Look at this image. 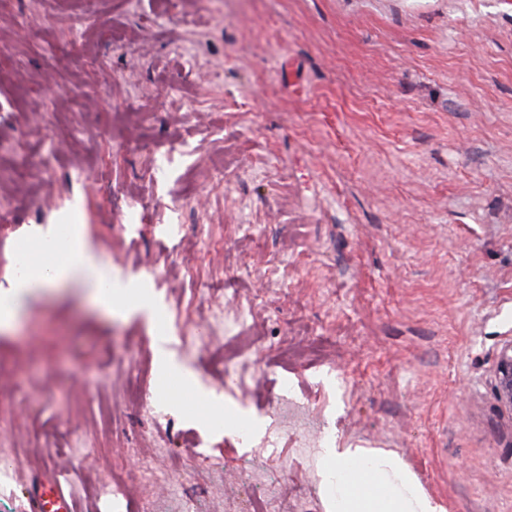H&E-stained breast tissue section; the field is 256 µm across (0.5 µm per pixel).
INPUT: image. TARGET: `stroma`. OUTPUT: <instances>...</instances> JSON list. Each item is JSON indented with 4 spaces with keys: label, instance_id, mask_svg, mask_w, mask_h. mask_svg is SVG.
I'll use <instances>...</instances> for the list:
<instances>
[{
    "label": "stroma",
    "instance_id": "1",
    "mask_svg": "<svg viewBox=\"0 0 512 512\" xmlns=\"http://www.w3.org/2000/svg\"><path fill=\"white\" fill-rule=\"evenodd\" d=\"M53 227L159 310L22 297L0 512H324L335 441L512 512V0H0V291ZM496 377L497 396L501 403L512 409V341L500 351ZM36 512H71L69 499L59 489H51L49 493L33 497Z\"/></svg>",
    "mask_w": 512,
    "mask_h": 512
}]
</instances>
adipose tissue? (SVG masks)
<instances>
[{
  "mask_svg": "<svg viewBox=\"0 0 512 512\" xmlns=\"http://www.w3.org/2000/svg\"><path fill=\"white\" fill-rule=\"evenodd\" d=\"M65 259L54 265L29 262L11 291L0 294V327H10L19 313V300L30 289L53 290L75 279L90 281L97 304L111 310L113 288L98 260L87 250L80 235H72ZM319 494L324 512H447L442 500L430 495L414 472L391 450L372 448H324ZM364 484H356L354 474Z\"/></svg>",
  "mask_w": 512,
  "mask_h": 512,
  "instance_id": "adipose-tissue-1",
  "label": "adipose tissue"
}]
</instances>
